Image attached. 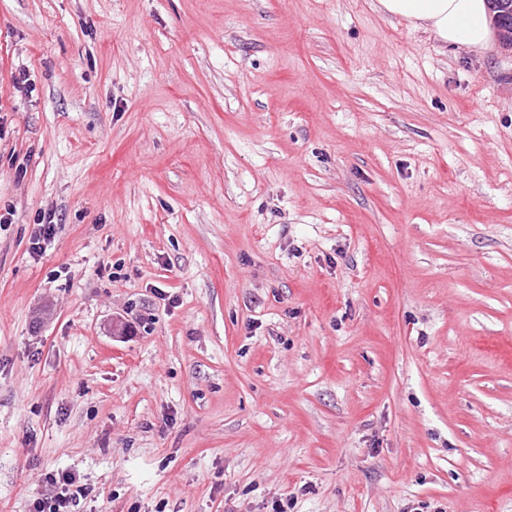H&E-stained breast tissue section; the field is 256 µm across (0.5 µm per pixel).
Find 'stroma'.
I'll list each match as a JSON object with an SVG mask.
<instances>
[{
	"label": "stroma",
	"mask_w": 512,
	"mask_h": 512,
	"mask_svg": "<svg viewBox=\"0 0 512 512\" xmlns=\"http://www.w3.org/2000/svg\"><path fill=\"white\" fill-rule=\"evenodd\" d=\"M376 2L0 0V512H512V53ZM46 480L54 488V493L49 497L35 499L32 512H72L71 506L87 494V488L79 485L71 473H49Z\"/></svg>",
	"instance_id": "obj_1"
}]
</instances>
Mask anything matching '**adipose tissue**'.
<instances>
[{
	"label": "adipose tissue",
	"instance_id": "obj_1",
	"mask_svg": "<svg viewBox=\"0 0 512 512\" xmlns=\"http://www.w3.org/2000/svg\"><path fill=\"white\" fill-rule=\"evenodd\" d=\"M378 9L458 50H485L495 40L488 0H378Z\"/></svg>",
	"mask_w": 512,
	"mask_h": 512
}]
</instances>
